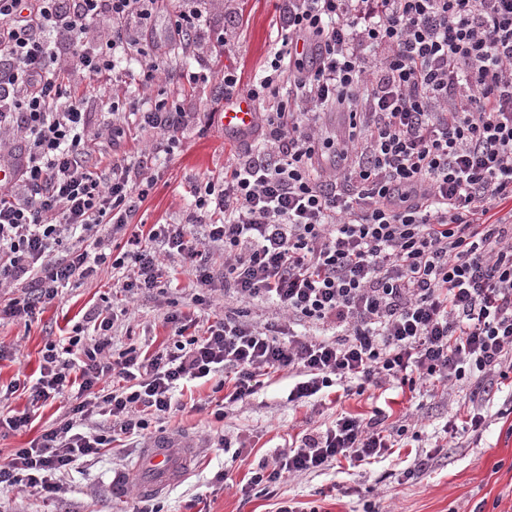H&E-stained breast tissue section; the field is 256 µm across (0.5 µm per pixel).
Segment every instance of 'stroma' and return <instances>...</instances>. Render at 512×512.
Wrapping results in <instances>:
<instances>
[{"instance_id":"obj_1","label":"stroma","mask_w":512,"mask_h":512,"mask_svg":"<svg viewBox=\"0 0 512 512\" xmlns=\"http://www.w3.org/2000/svg\"><path fill=\"white\" fill-rule=\"evenodd\" d=\"M277 17L275 0H210L208 23L223 30L229 45L202 53L193 45L169 41L167 14L155 15L153 37L166 41L170 68L197 72L206 67L217 77L187 90L183 104L198 118L185 132L180 149L159 156L158 179L133 216V224L149 228L183 222L195 185L208 177H223L225 167L248 150L250 136L224 135L219 125L208 124L205 111L221 97L218 76L225 68L241 71L243 83L252 81L273 47ZM111 87L112 80L106 77L86 91L88 148L95 157L133 158L153 136L138 129L129 114L123 121L128 135L112 138V116L101 105ZM165 279V292L131 302L115 290L112 270L105 266L97 277L64 288L33 319L0 320V346L10 352L0 360V387L24 376L38 377L45 344L71 336L74 327H83V340L94 338L86 316L102 300L129 310L114 322L117 351L134 345L154 352L172 345L174 327L164 320L172 310L190 316V330L199 331L207 320L223 317L238 305L235 297L219 290L210 308L194 309L190 299L196 280L180 263H171ZM291 385L286 374L276 373L246 401L228 404L223 393L214 392L213 382L185 383L176 394L178 411L153 420L150 430L179 444L193 440L200 453L190 473L169 491L153 496V504L162 512H276L279 501L291 499L318 512H366L371 505L377 512H512V377L488 395L468 378L448 390L432 392L421 383L412 393L387 384L361 396L340 397L328 388L302 405L289 402ZM208 399L223 404V419L204 408ZM376 410L392 425L409 412L421 424L372 465L356 467L343 460L322 471L286 475L273 496L249 488L259 461L299 440L306 429L333 426L342 412L369 415ZM475 410L485 417L476 434L464 426ZM67 414L60 401L45 403L33 411L31 429L0 436V458L28 447ZM138 450V443L116 442L111 451L76 465L64 477L67 494L53 502L28 492L0 493V512H138L140 495L113 483L116 474L135 462ZM425 454L432 457L428 469L417 478H406L415 457Z\"/></svg>"}]
</instances>
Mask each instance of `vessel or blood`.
Returning a JSON list of instances; mask_svg holds the SVG:
<instances>
[{
    "mask_svg": "<svg viewBox=\"0 0 512 512\" xmlns=\"http://www.w3.org/2000/svg\"><path fill=\"white\" fill-rule=\"evenodd\" d=\"M255 122L254 106L247 96L225 100L221 120L225 132L243 133ZM196 453L193 447L173 449L167 435H157L148 447L139 450L135 464L122 477L123 486L144 496L166 492L187 472Z\"/></svg>",
    "mask_w": 512,
    "mask_h": 512,
    "instance_id": "obj_1",
    "label": "vessel or blood"
}]
</instances>
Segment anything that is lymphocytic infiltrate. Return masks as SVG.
<instances>
[{
    "instance_id": "obj_1",
    "label": "lymphocytic infiltrate",
    "mask_w": 512,
    "mask_h": 512,
    "mask_svg": "<svg viewBox=\"0 0 512 512\" xmlns=\"http://www.w3.org/2000/svg\"><path fill=\"white\" fill-rule=\"evenodd\" d=\"M167 2L0 0V134L24 141L0 154L13 173L0 185V287L22 288L0 319L34 318L107 264L128 269L126 297L161 289L175 258L195 276L193 304L210 306L219 286L193 235L223 247L220 287L243 307L150 355L113 353L114 321L97 311L91 341L46 343L39 378L6 392L26 390L34 407L66 401L69 417L0 462L2 491L61 498V475L118 437L146 438L184 381L215 379L236 403L285 372L299 403L332 386L361 395L468 376L488 392L512 375V0H279V39L245 90L269 107L262 144L200 183L184 223L128 233L114 255L157 154H174L196 115L175 90L131 105L154 140L98 167L83 88L114 72L117 54L142 52ZM336 109L348 114L344 165L325 177L313 160L334 142L319 119ZM263 300L284 323L248 319ZM290 323L323 333L290 334ZM114 377L121 386L108 387ZM95 414L104 423L85 428ZM417 424L340 413L260 461L250 484L270 489L342 458L372 464Z\"/></svg>"
}]
</instances>
